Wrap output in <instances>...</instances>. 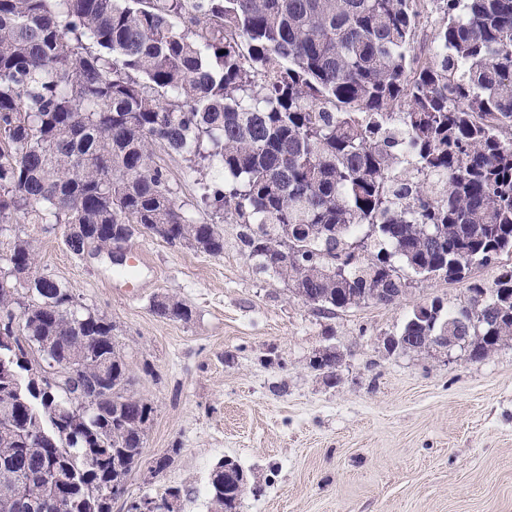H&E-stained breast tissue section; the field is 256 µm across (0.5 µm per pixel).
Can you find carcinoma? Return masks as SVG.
I'll list each match as a JSON object with an SVG mask.
<instances>
[{
	"instance_id": "carcinoma-1",
	"label": "carcinoma",
	"mask_w": 512,
	"mask_h": 512,
	"mask_svg": "<svg viewBox=\"0 0 512 512\" xmlns=\"http://www.w3.org/2000/svg\"><path fill=\"white\" fill-rule=\"evenodd\" d=\"M155 146L186 162L209 219L176 203ZM228 216L256 269L328 316L397 295L398 261L448 281L512 253V0H0V234L62 224L76 254L164 225L219 255ZM6 261L32 275L24 294L0 284V321L20 318L25 355L54 339L78 381L0 377V512H44L59 481L61 512H112L101 490L138 465L154 407L112 321L35 274L29 240ZM469 292L411 314L407 350L467 309L472 361L512 341V267ZM152 310L192 316L168 296ZM238 480L209 472L211 512H239Z\"/></svg>"
}]
</instances>
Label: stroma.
Listing matches in <instances>:
<instances>
[{"label":"stroma","instance_id":"stroma-1","mask_svg":"<svg viewBox=\"0 0 512 512\" xmlns=\"http://www.w3.org/2000/svg\"><path fill=\"white\" fill-rule=\"evenodd\" d=\"M0 236L31 241L40 271L115 326L134 390L155 410L127 497L189 490L182 512H208L206 482L223 457L245 470L239 512H512V342L467 353L389 352L417 304L454 309L471 282L492 286L512 254L462 281L411 279L390 305L323 316L280 280L257 274L239 225L224 221L215 256L147 233L127 278L107 257L67 250L59 224L23 220ZM192 311L157 316L155 296ZM343 355L339 381L312 370L316 350ZM170 455L154 473L152 461Z\"/></svg>","mask_w":512,"mask_h":512}]
</instances>
